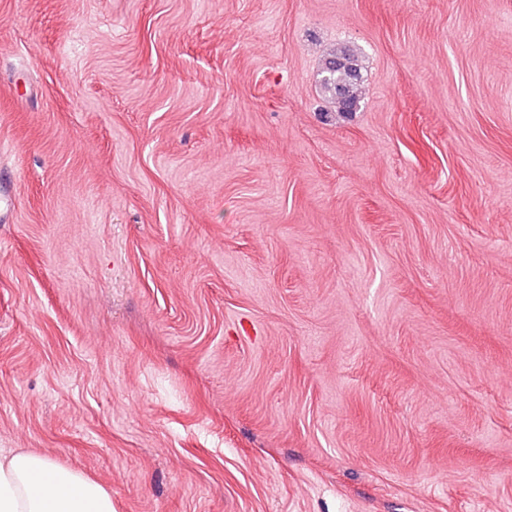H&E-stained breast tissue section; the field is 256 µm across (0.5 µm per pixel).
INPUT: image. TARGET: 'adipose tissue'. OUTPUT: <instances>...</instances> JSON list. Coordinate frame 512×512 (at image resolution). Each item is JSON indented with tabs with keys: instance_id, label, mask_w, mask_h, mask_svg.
<instances>
[{
	"instance_id": "adipose-tissue-1",
	"label": "adipose tissue",
	"mask_w": 512,
	"mask_h": 512,
	"mask_svg": "<svg viewBox=\"0 0 512 512\" xmlns=\"http://www.w3.org/2000/svg\"><path fill=\"white\" fill-rule=\"evenodd\" d=\"M0 512H112L104 486L19 449L0 453Z\"/></svg>"
}]
</instances>
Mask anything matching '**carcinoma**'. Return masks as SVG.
Returning <instances> with one entry per match:
<instances>
[{"label": "carcinoma", "instance_id": "1", "mask_svg": "<svg viewBox=\"0 0 512 512\" xmlns=\"http://www.w3.org/2000/svg\"><path fill=\"white\" fill-rule=\"evenodd\" d=\"M362 83L357 53L348 46L332 49L325 58L320 86L339 112H351L359 105Z\"/></svg>", "mask_w": 512, "mask_h": 512}]
</instances>
